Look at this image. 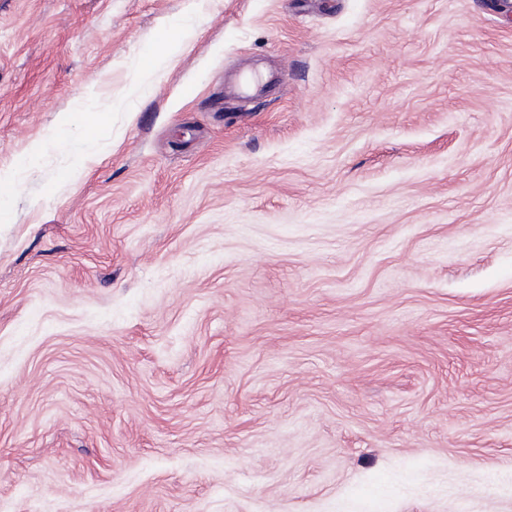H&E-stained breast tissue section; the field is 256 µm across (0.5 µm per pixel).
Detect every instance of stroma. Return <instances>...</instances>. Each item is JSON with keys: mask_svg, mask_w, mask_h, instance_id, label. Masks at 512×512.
Returning <instances> with one entry per match:
<instances>
[{"mask_svg": "<svg viewBox=\"0 0 512 512\" xmlns=\"http://www.w3.org/2000/svg\"><path fill=\"white\" fill-rule=\"evenodd\" d=\"M28 154L0 512H512V4L0 0ZM181 33V31L175 32L166 40L170 50L168 46L165 45H162L154 50V52L151 55L150 62L147 65L144 72L146 76H151L163 63H166L168 61L172 54H174L179 44V38ZM86 137L92 142H101L112 137V120L109 115L91 118L84 124Z\"/></svg>", "mask_w": 512, "mask_h": 512, "instance_id": "obj_1", "label": "stroma"}]
</instances>
